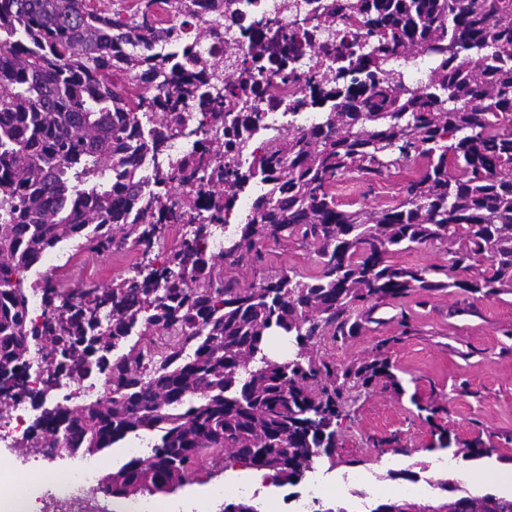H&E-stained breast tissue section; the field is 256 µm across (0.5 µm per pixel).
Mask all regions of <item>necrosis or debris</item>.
Masks as SVG:
<instances>
[{"mask_svg": "<svg viewBox=\"0 0 512 512\" xmlns=\"http://www.w3.org/2000/svg\"><path fill=\"white\" fill-rule=\"evenodd\" d=\"M188 5L195 22L219 13L224 16L223 42L200 44L198 54L223 66L235 84H259L279 98L276 106L255 101L256 111L262 114L254 132L258 140L300 126V116L291 106L306 84L309 67L335 79V63L315 50L310 36L345 53H359L370 46L353 14L336 18L329 30L317 31L318 20L308 0H188ZM258 51L263 57L256 69L252 57ZM42 380V357L37 354L30 357L22 373L21 387L0 398L1 455L13 452L28 438L34 416L31 396L41 389ZM94 481L93 469L70 470L54 482L44 499L18 484L6 500L0 501V512H110Z\"/></svg>", "mask_w": 512, "mask_h": 512, "instance_id": "necrosis-or-debris-1", "label": "necrosis or debris"}]
</instances>
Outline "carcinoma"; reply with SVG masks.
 I'll return each instance as SVG.
<instances>
[{
    "instance_id": "cac0c4a2",
    "label": "carcinoma",
    "mask_w": 512,
    "mask_h": 512,
    "mask_svg": "<svg viewBox=\"0 0 512 512\" xmlns=\"http://www.w3.org/2000/svg\"><path fill=\"white\" fill-rule=\"evenodd\" d=\"M112 13L91 0H0V381H17L31 347L43 353L46 385L32 446L94 454L148 430L159 443L107 473L112 498L174 493L204 472L240 463L296 483L326 456L335 464L343 393L402 384L387 359L340 370L318 356L369 322L390 300L456 288L512 292V0H335L356 13L375 46L340 58L335 83L300 91L293 108L328 104L316 122L262 142L257 163L216 165L237 147L257 112H236L226 78L181 74L183 46L157 48L172 28L169 0H133ZM434 61L428 84L406 82L409 65ZM167 76L157 93L143 72ZM192 101L198 127L224 138L194 143L156 185L206 188L207 215L161 263L142 261L112 286L41 287L44 317L27 318L25 274L64 242L101 255L127 245L148 256L177 214L144 192L127 151L157 156ZM149 112L167 122L146 124ZM421 161L394 206L338 208L336 182L355 171L380 176ZM253 200L236 237L216 254L206 240L238 193ZM311 246L319 271L281 268L242 284L228 271L262 260V244ZM438 242L448 265L401 266L393 255ZM198 273L185 279V272ZM294 352L272 360L268 336ZM139 336L115 355L129 336ZM111 371L110 395L72 410L43 408L63 377ZM22 444L21 448L31 446ZM373 512H512V498L470 493L437 506L381 504Z\"/></svg>"
}]
</instances>
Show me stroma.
Wrapping results in <instances>:
<instances>
[{
    "instance_id": "1",
    "label": "stroma",
    "mask_w": 512,
    "mask_h": 512,
    "mask_svg": "<svg viewBox=\"0 0 512 512\" xmlns=\"http://www.w3.org/2000/svg\"><path fill=\"white\" fill-rule=\"evenodd\" d=\"M416 171L409 164L374 182L346 175L333 189L336 202L347 210L395 205ZM262 253L260 263L234 269V276L251 283L283 267L308 276L318 271L309 247L286 250L269 241ZM141 259V251L125 249L109 258H78L69 270L81 273L83 281L107 286L112 276L126 273ZM375 317L351 336L321 341L319 354L339 366L384 354L404 391L398 394L378 383L349 392V415L336 428L335 460L319 459L298 483L278 486L275 504L280 512H311L313 499L325 503L341 492L367 504L389 498L396 488L407 490L409 501L435 505L446 501L447 494L429 486V479L447 478L480 494L484 484L461 478L460 468L491 470L512 463V293L463 295L449 288L413 294L381 306ZM444 430L461 440L482 439L493 450L448 457L439 443ZM380 439L393 440V447H377ZM95 461L90 454L48 458L19 450L1 459L0 468L23 475L41 493L46 470L63 473ZM400 470L418 473V481L397 478ZM216 483L242 489L246 478L225 471L212 481L184 486L175 498L186 512H218L219 501L209 495ZM315 488L320 491L316 498L311 495Z\"/></svg>"
}]
</instances>
